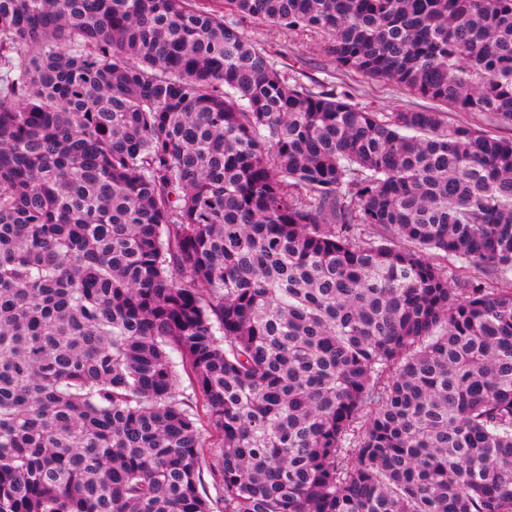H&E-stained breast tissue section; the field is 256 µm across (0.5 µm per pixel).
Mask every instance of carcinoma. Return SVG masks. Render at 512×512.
<instances>
[{"label":"carcinoma","instance_id":"cac0c4a2","mask_svg":"<svg viewBox=\"0 0 512 512\" xmlns=\"http://www.w3.org/2000/svg\"><path fill=\"white\" fill-rule=\"evenodd\" d=\"M448 105L512 126V0H0V512H512V137ZM229 19L238 23L247 39L266 50L290 82L296 80L310 91L345 93L354 103L376 112L417 111L431 106L404 88L337 68L325 53V39L320 35L277 31L237 15ZM448 121L451 123L460 122L465 124H472L475 127L481 128L493 134L501 136H512V130L510 127L500 126L486 117H474L468 113L448 110Z\"/></svg>","mask_w":512,"mask_h":512}]
</instances>
